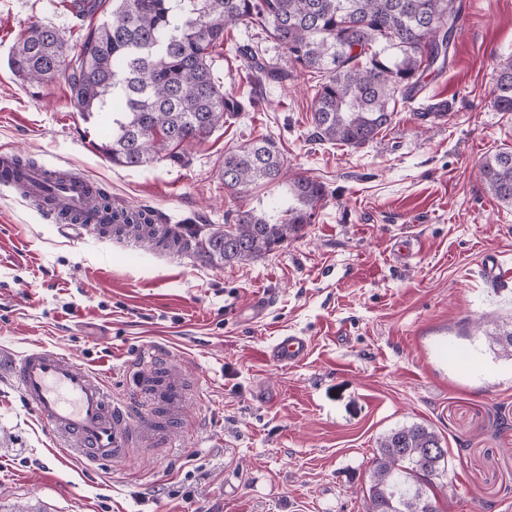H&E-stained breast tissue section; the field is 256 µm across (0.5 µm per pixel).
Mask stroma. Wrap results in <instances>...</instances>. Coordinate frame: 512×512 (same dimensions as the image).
Here are the masks:
<instances>
[{"label": "stroma", "mask_w": 512, "mask_h": 512, "mask_svg": "<svg viewBox=\"0 0 512 512\" xmlns=\"http://www.w3.org/2000/svg\"><path fill=\"white\" fill-rule=\"evenodd\" d=\"M71 2L0 0V154L75 169L159 223L216 228L238 207L283 204L281 188L232 198L219 176L225 150L268 135L327 193L298 238L224 266L50 223L0 186L1 354L62 352L116 399L133 390L130 362L146 346L202 380L170 446L87 470L59 460L1 373L0 512H365L378 439L413 422L448 448L430 484L441 512H512V358L479 327L512 318V280L483 275L486 254L512 260V207L477 175L485 156L512 149V112L490 104L512 58V0H463L448 68L398 98L391 126L355 150L317 138L310 82H251L235 48L258 34L237 27L214 73L241 98L264 97L263 111L227 120L187 165L140 169L96 150L110 117L82 119L65 78L32 86L7 65L30 25L62 30L74 54L111 10L79 21ZM402 238L411 257L395 250ZM292 334L308 338V356L269 360Z\"/></svg>", "instance_id": "35a3bbf8"}]
</instances>
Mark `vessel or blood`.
<instances>
[{"label": "vessel or blood", "instance_id": "obj_1", "mask_svg": "<svg viewBox=\"0 0 512 512\" xmlns=\"http://www.w3.org/2000/svg\"><path fill=\"white\" fill-rule=\"evenodd\" d=\"M25 185L33 199L52 196L50 214L70 223L80 214L86 227L103 230L110 211L97 199L93 184L79 174L62 175L48 185L46 168L17 166L13 156L0 157V185ZM310 350L302 336H285L268 357L280 365L302 362ZM6 369L34 416L61 441V460L83 466L126 463L134 446L167 445L174 425L192 406L197 376L183 371L174 355L144 349L136 359L133 394L122 400L109 397L101 375L82 367L70 356L37 347L12 356Z\"/></svg>", "mask_w": 512, "mask_h": 512}]
</instances>
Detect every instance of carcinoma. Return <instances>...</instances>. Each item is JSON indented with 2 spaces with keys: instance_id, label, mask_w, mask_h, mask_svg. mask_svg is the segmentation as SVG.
I'll list each match as a JSON object with an SVG mask.
<instances>
[{
  "instance_id": "obj_1",
  "label": "carcinoma",
  "mask_w": 512,
  "mask_h": 512,
  "mask_svg": "<svg viewBox=\"0 0 512 512\" xmlns=\"http://www.w3.org/2000/svg\"><path fill=\"white\" fill-rule=\"evenodd\" d=\"M460 13L459 0H112L108 19L86 32L77 55L67 57L60 30L34 24L11 48L8 65L31 85L64 77L74 108L87 119L112 110V126L96 145L112 164L183 166V147L259 106L224 90L213 71L224 32L244 25L275 41L288 58L287 66L278 67L263 59L257 45L237 47L249 78L257 84L317 79L310 104L315 133L356 149L391 125L397 95L420 86L426 73L447 68ZM491 103L498 112H512V59L497 71ZM479 177L498 202L512 206V151L485 157ZM220 178L238 198L288 183V207L281 212L240 207L224 216L222 228L205 233L176 224L167 231L179 251L226 265L297 238L326 195L323 183L289 173L269 136L224 151ZM106 209L114 224L156 223L147 209ZM484 335L512 356V319ZM442 445L423 423L380 437L366 512H440L426 481L445 472L448 456L429 454Z\"/></svg>"
}]
</instances>
